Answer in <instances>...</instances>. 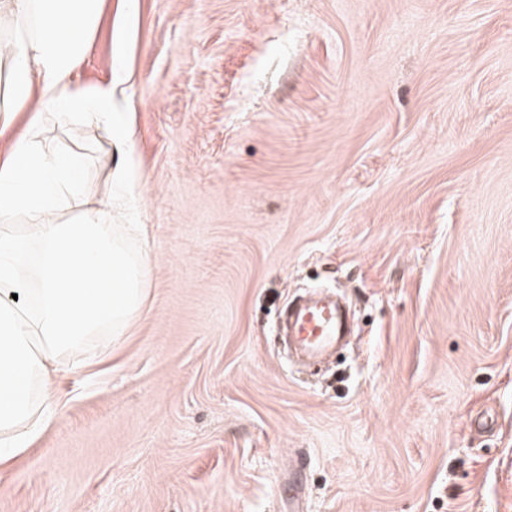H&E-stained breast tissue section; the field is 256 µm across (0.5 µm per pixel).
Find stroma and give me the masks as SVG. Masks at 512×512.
<instances>
[{
	"label": "stroma",
	"instance_id": "stroma-1",
	"mask_svg": "<svg viewBox=\"0 0 512 512\" xmlns=\"http://www.w3.org/2000/svg\"><path fill=\"white\" fill-rule=\"evenodd\" d=\"M77 86L132 129L18 113L86 187L127 168L139 317L57 378L0 512H512V0H104ZM343 287L318 379L278 310Z\"/></svg>",
	"mask_w": 512,
	"mask_h": 512
}]
</instances>
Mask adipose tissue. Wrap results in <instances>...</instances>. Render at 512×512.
I'll use <instances>...</instances> for the list:
<instances>
[{"instance_id":"ef3b65f1","label":"adipose tissue","mask_w":512,"mask_h":512,"mask_svg":"<svg viewBox=\"0 0 512 512\" xmlns=\"http://www.w3.org/2000/svg\"><path fill=\"white\" fill-rule=\"evenodd\" d=\"M104 0H0V137L15 113L51 112L70 126L104 123L129 141L111 86L87 93L73 74L87 55ZM84 164L11 139L0 152V463L26 451L53 421L52 376L65 358L123 336L144 304L148 258L112 205L80 194ZM24 220L28 233L9 230Z\"/></svg>"}]
</instances>
